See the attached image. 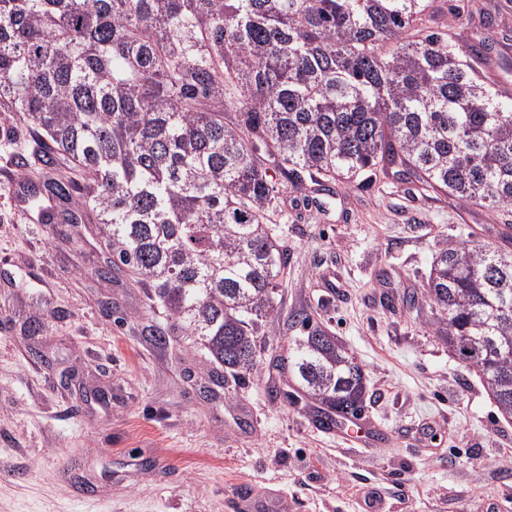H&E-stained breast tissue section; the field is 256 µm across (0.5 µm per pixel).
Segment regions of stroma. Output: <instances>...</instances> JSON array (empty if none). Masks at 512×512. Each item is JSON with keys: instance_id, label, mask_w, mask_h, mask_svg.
<instances>
[{"instance_id": "stroma-1", "label": "stroma", "mask_w": 512, "mask_h": 512, "mask_svg": "<svg viewBox=\"0 0 512 512\" xmlns=\"http://www.w3.org/2000/svg\"><path fill=\"white\" fill-rule=\"evenodd\" d=\"M475 2L512 97V0ZM45 173L39 137L0 112V512H237L248 488L283 492L293 512H361L370 493L385 512H512V418L450 353L426 295L441 242L512 252L511 213L391 173L332 194L289 180L269 222L287 257L278 311L242 386L190 337L152 342L168 313L130 273L95 276L110 255L96 223L39 224L23 183ZM299 311L362 364L371 442L292 401L299 385L273 360Z\"/></svg>"}]
</instances>
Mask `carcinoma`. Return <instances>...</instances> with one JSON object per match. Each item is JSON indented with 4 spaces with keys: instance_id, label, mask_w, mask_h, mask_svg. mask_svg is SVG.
Here are the masks:
<instances>
[{
    "instance_id": "cac0c4a2",
    "label": "carcinoma",
    "mask_w": 512,
    "mask_h": 512,
    "mask_svg": "<svg viewBox=\"0 0 512 512\" xmlns=\"http://www.w3.org/2000/svg\"><path fill=\"white\" fill-rule=\"evenodd\" d=\"M429 0H0V112L82 168L112 250L172 329L238 383L265 351L286 261L267 223L284 190L400 167L426 192L512 212V100L471 59L493 34L424 31ZM61 174L48 190L67 200ZM426 294L448 348L512 418V253L443 242ZM282 362L325 417L359 412L365 374L299 312Z\"/></svg>"
}]
</instances>
